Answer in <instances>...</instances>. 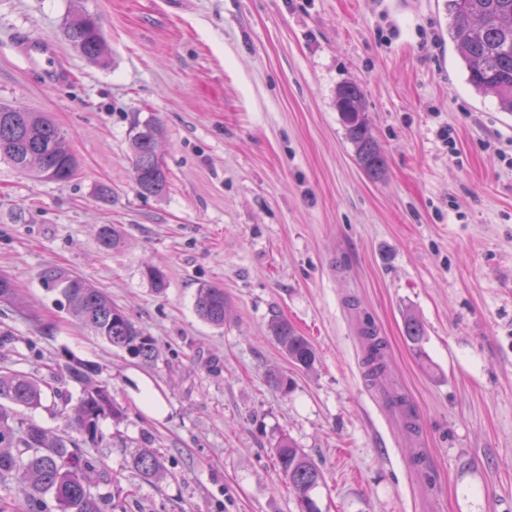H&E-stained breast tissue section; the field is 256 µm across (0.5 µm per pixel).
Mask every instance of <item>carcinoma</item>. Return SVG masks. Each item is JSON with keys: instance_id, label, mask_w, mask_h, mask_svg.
Instances as JSON below:
<instances>
[{"instance_id": "obj_1", "label": "carcinoma", "mask_w": 512, "mask_h": 512, "mask_svg": "<svg viewBox=\"0 0 512 512\" xmlns=\"http://www.w3.org/2000/svg\"><path fill=\"white\" fill-rule=\"evenodd\" d=\"M448 18V38L463 64L468 84L478 94L494 95L502 111L512 112V0H448ZM65 34L81 55L99 61L106 58V42L95 17L82 15L66 21ZM364 99L361 86L345 84L336 92V107L360 166L367 175L378 178L386 160L371 134ZM160 135L161 126L149 121L132 138L134 181L143 196H162L168 188V172L156 152ZM0 159L37 179L56 182L70 180L79 168L57 124L40 112L5 102L0 103ZM97 239L99 246L109 251L120 247L122 234L116 225L104 224L97 231ZM144 276L155 294L165 292L168 277L161 268L148 265ZM41 280L44 288L67 300L74 318L109 345L145 363L156 360L153 337L112 303L108 294L61 267L45 268ZM194 308L206 323L224 326V289L200 286ZM269 330L291 363L304 370L315 367L317 355L312 343L288 320L273 318ZM404 331L414 345L425 335L422 324L411 315L405 318ZM364 340L363 364L374 382L386 373L383 344L369 329L364 331ZM46 369L51 374L63 369L80 386L76 400H64L57 412L65 426L60 433L19 413L21 408L40 407L49 383L34 372L0 369V483L19 475L28 499L38 507L49 496L59 512H103L107 497L95 490L111 484L113 477L89 449L99 447L105 439L101 422L121 417L122 409L109 388L95 380V365L71 356L63 362L51 360ZM272 455L301 512H320L311 497L323 480L316 462L286 435L272 448ZM129 465L146 482L164 471L163 458L147 450L132 456Z\"/></svg>"}]
</instances>
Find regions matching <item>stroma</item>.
<instances>
[{
  "instance_id": "35a3bbf8",
  "label": "stroma",
  "mask_w": 512,
  "mask_h": 512,
  "mask_svg": "<svg viewBox=\"0 0 512 512\" xmlns=\"http://www.w3.org/2000/svg\"><path fill=\"white\" fill-rule=\"evenodd\" d=\"M444 4L0 0V102L44 113L79 160L65 183L0 160V275L17 289L0 302V365L67 352L98 366L124 410L94 451L116 478L105 512H298L271 454L284 435L323 472L321 512H512V112L468 86ZM80 11L99 17L107 63L65 39ZM30 39L52 66L31 62ZM348 83L387 161L377 179L336 108ZM150 120L159 197L133 175ZM101 224L120 225L121 248L99 247ZM51 265L106 292L157 360L84 328L43 288ZM204 284L224 290L223 327L194 312ZM277 316L312 342L313 371L271 336ZM366 328L387 351L383 387L422 415L417 440L365 376ZM143 449L165 462L150 484L127 465ZM160 135L161 126L149 121L132 138L134 181L143 196H162L168 188V172L156 152Z\"/></svg>"
}]
</instances>
